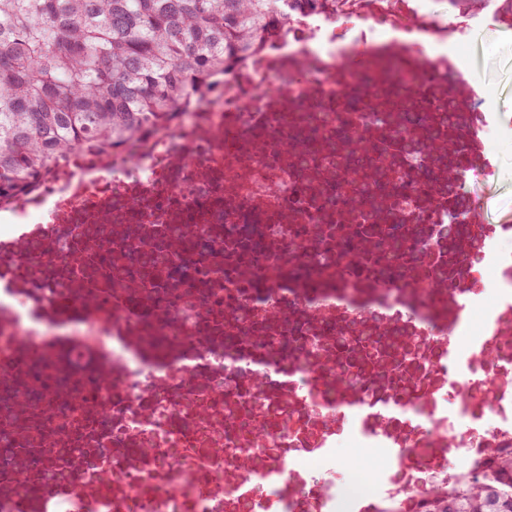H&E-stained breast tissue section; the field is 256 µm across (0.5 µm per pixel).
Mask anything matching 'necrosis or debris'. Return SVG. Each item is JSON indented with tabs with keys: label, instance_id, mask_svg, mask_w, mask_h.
<instances>
[{
	"label": "necrosis or debris",
	"instance_id": "obj_1",
	"mask_svg": "<svg viewBox=\"0 0 512 512\" xmlns=\"http://www.w3.org/2000/svg\"><path fill=\"white\" fill-rule=\"evenodd\" d=\"M406 2L309 13L0 204V512H421L512 448V248L460 359L454 27ZM351 427L389 456L324 466Z\"/></svg>",
	"mask_w": 512,
	"mask_h": 512
}]
</instances>
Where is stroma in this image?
<instances>
[{"mask_svg": "<svg viewBox=\"0 0 512 512\" xmlns=\"http://www.w3.org/2000/svg\"><path fill=\"white\" fill-rule=\"evenodd\" d=\"M467 15L464 66L451 69V80L468 87L474 126L494 128L497 141L481 158L480 176L468 178L461 201L485 223L512 225V0H497L492 19L477 7Z\"/></svg>", "mask_w": 512, "mask_h": 512, "instance_id": "stroma-1", "label": "stroma"}]
</instances>
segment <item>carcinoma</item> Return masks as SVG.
<instances>
[{"label":"carcinoma","mask_w":512,"mask_h":512,"mask_svg":"<svg viewBox=\"0 0 512 512\" xmlns=\"http://www.w3.org/2000/svg\"><path fill=\"white\" fill-rule=\"evenodd\" d=\"M338 0H0V200L35 193L72 150L123 148L209 93L224 67ZM448 156L472 165L448 88ZM423 512H512V452L461 478Z\"/></svg>","instance_id":"obj_1"}]
</instances>
